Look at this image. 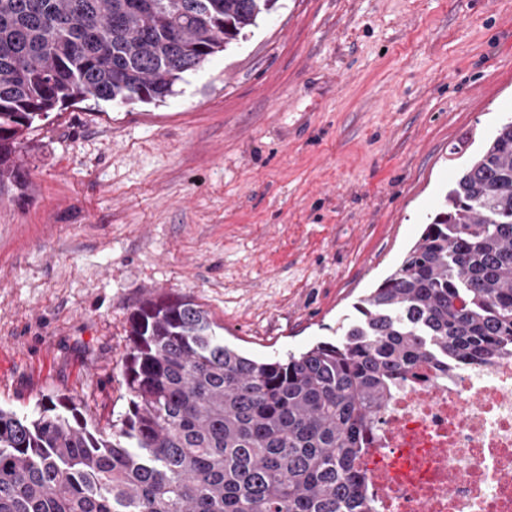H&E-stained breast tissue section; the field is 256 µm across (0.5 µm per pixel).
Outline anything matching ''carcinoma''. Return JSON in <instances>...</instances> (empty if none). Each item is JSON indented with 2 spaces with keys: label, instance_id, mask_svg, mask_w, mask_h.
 <instances>
[{
  "label": "carcinoma",
  "instance_id": "1",
  "mask_svg": "<svg viewBox=\"0 0 512 512\" xmlns=\"http://www.w3.org/2000/svg\"><path fill=\"white\" fill-rule=\"evenodd\" d=\"M278 0H0V189L24 134L72 100L163 101ZM336 342L259 360L190 299L149 297L118 432L73 402L0 407V512H374L368 424L412 370L512 354V119L449 187Z\"/></svg>",
  "mask_w": 512,
  "mask_h": 512
}]
</instances>
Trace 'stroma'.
<instances>
[{
  "instance_id": "1",
  "label": "stroma",
  "mask_w": 512,
  "mask_h": 512,
  "mask_svg": "<svg viewBox=\"0 0 512 512\" xmlns=\"http://www.w3.org/2000/svg\"><path fill=\"white\" fill-rule=\"evenodd\" d=\"M510 117L512 0H278L163 102L50 111L0 194V406L120 425L151 295L260 358L335 340Z\"/></svg>"
}]
</instances>
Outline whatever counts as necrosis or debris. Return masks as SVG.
Returning <instances> with one entry per match:
<instances>
[{
  "label": "necrosis or debris",
  "instance_id": "obj_1",
  "mask_svg": "<svg viewBox=\"0 0 512 512\" xmlns=\"http://www.w3.org/2000/svg\"><path fill=\"white\" fill-rule=\"evenodd\" d=\"M377 512H512V357L420 366L370 423Z\"/></svg>",
  "mask_w": 512,
  "mask_h": 512
}]
</instances>
